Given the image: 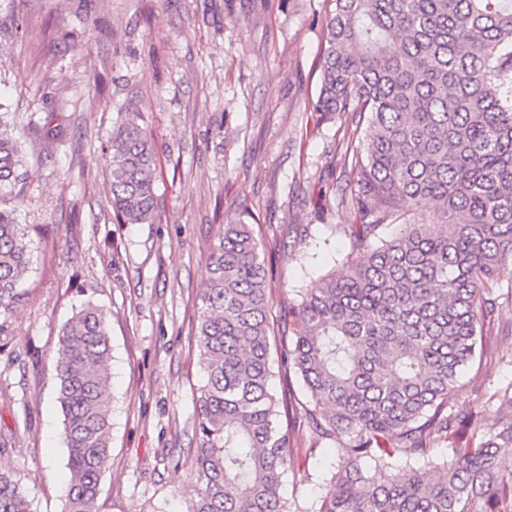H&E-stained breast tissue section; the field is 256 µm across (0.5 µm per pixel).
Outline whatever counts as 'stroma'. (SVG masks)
<instances>
[{
    "label": "stroma",
    "mask_w": 512,
    "mask_h": 512,
    "mask_svg": "<svg viewBox=\"0 0 512 512\" xmlns=\"http://www.w3.org/2000/svg\"><path fill=\"white\" fill-rule=\"evenodd\" d=\"M330 0H0V102L24 165L31 234L23 301L0 314V469L33 512H63L68 480L57 402L59 333L104 306L112 351L111 459L96 512H178L193 491L195 336L220 225L252 224L274 268L273 312L346 265L355 215L337 185L344 120L319 119ZM138 113L159 164L151 224L112 213V129ZM57 136L42 139L44 124ZM454 403L486 420L489 387L512 380V335L489 336ZM336 455L289 472L284 495L314 506Z\"/></svg>",
    "instance_id": "35a3bbf8"
}]
</instances>
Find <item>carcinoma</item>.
Here are the masks:
<instances>
[{
    "label": "carcinoma",
    "instance_id": "obj_1",
    "mask_svg": "<svg viewBox=\"0 0 512 512\" xmlns=\"http://www.w3.org/2000/svg\"><path fill=\"white\" fill-rule=\"evenodd\" d=\"M313 109L355 118L348 229L360 259L288 306L291 345L274 350L268 268L250 224L220 225L197 319L206 381L185 512H303L283 496L307 427L338 464L313 512H512V382L486 391L491 423L454 408L463 369L483 360L498 281L512 278V0H332ZM368 114L362 123L356 114ZM0 113V308L25 292V175ZM112 212L155 218L157 158L129 112L112 131ZM434 203L442 223L416 216ZM401 224L391 240L383 226ZM107 311L87 302L59 336L57 401L68 451L64 512H94L111 457ZM304 399H280L275 360ZM435 448L447 455L432 456ZM412 466L392 474L394 462ZM374 463L369 469L365 461ZM0 512H31L0 473Z\"/></svg>",
    "mask_w": 512,
    "mask_h": 512
}]
</instances>
